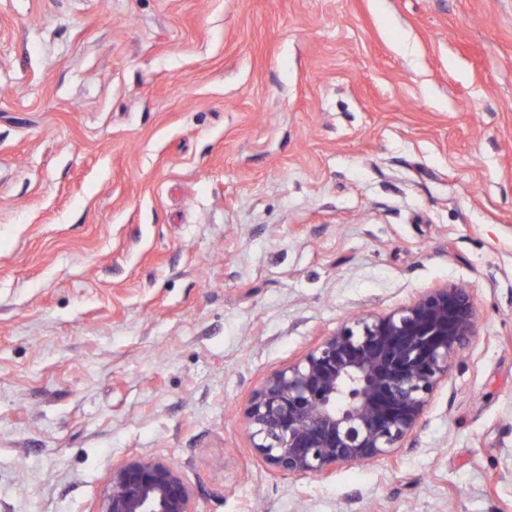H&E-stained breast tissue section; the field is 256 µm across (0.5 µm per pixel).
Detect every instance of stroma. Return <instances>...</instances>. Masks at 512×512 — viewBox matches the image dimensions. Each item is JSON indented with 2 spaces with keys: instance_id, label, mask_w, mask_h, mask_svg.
Instances as JSON below:
<instances>
[{
  "instance_id": "stroma-1",
  "label": "stroma",
  "mask_w": 512,
  "mask_h": 512,
  "mask_svg": "<svg viewBox=\"0 0 512 512\" xmlns=\"http://www.w3.org/2000/svg\"><path fill=\"white\" fill-rule=\"evenodd\" d=\"M470 286L398 453L273 475L245 413L342 319ZM512 512V0H0V512ZM99 512H197L194 494L173 462L132 455L112 466Z\"/></svg>"
}]
</instances>
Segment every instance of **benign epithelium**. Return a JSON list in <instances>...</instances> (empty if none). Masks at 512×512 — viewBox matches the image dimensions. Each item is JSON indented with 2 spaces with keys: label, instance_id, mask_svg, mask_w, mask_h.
<instances>
[{
  "label": "benign epithelium",
  "instance_id": "1",
  "mask_svg": "<svg viewBox=\"0 0 512 512\" xmlns=\"http://www.w3.org/2000/svg\"><path fill=\"white\" fill-rule=\"evenodd\" d=\"M478 319L472 289L445 284L342 321L253 395L246 425L256 455L276 474L304 478L404 447ZM100 512L197 510L176 464L140 454L112 466Z\"/></svg>",
  "mask_w": 512,
  "mask_h": 512
}]
</instances>
